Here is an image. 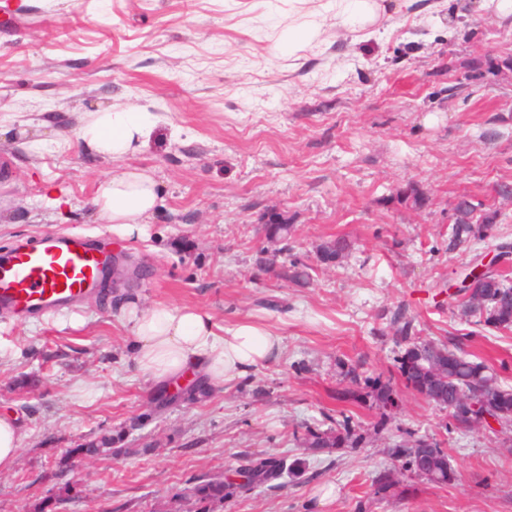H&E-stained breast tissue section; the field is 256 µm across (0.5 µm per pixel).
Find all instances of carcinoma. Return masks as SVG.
Instances as JSON below:
<instances>
[{
	"instance_id": "1",
	"label": "carcinoma",
	"mask_w": 512,
	"mask_h": 512,
	"mask_svg": "<svg viewBox=\"0 0 512 512\" xmlns=\"http://www.w3.org/2000/svg\"><path fill=\"white\" fill-rule=\"evenodd\" d=\"M395 198L404 204L415 207L422 205L423 198L416 186L407 183L396 189ZM454 210L456 218L451 226V244L458 246L473 238L484 239L498 223V212L484 209L475 214L476 205L465 196L457 199ZM293 225L284 221L266 225V234L271 241L285 244L292 234ZM350 249V243L338 237L322 245L318 258L327 262L340 260ZM467 273L459 277L456 293L448 296V308L460 313L461 318L475 325H483L498 330H512V280L507 270L491 271L484 279L465 285ZM394 334L404 340L410 339L412 321L401 311L391 320ZM398 371L405 386L414 390L426 400L451 412L455 426L468 430L478 416H468L456 412L460 397L469 395L487 407V411L500 419H512V387L499 383L495 374L479 362L449 347L430 340L412 342L398 358ZM337 429H310L306 442L311 448L340 449L347 444L358 443L349 420L336 423ZM396 455L405 460V465L416 475L437 484H446L454 479V471L448 456L438 443L427 437H418L396 445ZM300 470L299 463L286 465L283 460L269 457H253L247 460L244 472L252 486H261L279 479L285 472ZM241 486L222 475H204L185 490L197 504V512H213L212 506L236 495Z\"/></svg>"
}]
</instances>
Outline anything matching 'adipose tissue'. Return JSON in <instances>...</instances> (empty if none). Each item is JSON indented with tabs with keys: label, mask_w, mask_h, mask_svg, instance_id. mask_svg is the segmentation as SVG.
<instances>
[{
	"label": "adipose tissue",
	"mask_w": 512,
	"mask_h": 512,
	"mask_svg": "<svg viewBox=\"0 0 512 512\" xmlns=\"http://www.w3.org/2000/svg\"><path fill=\"white\" fill-rule=\"evenodd\" d=\"M153 127L150 113L138 108H105L79 127L78 136L97 155L121 157L145 146ZM93 204L101 219L130 235L155 209L157 192L147 175L131 172L101 183ZM121 317L134 332L133 367L159 383L200 370L213 384H226L277 360L282 351L281 338L272 330L249 320L221 327L198 307L144 308L131 301Z\"/></svg>",
	"instance_id": "1"
}]
</instances>
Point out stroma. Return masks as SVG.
<instances>
[{
  "instance_id": "1",
  "label": "stroma",
  "mask_w": 512,
  "mask_h": 512,
  "mask_svg": "<svg viewBox=\"0 0 512 512\" xmlns=\"http://www.w3.org/2000/svg\"><path fill=\"white\" fill-rule=\"evenodd\" d=\"M0 20V253L46 233L84 232L139 265L112 288L45 318H0V415L25 438L0 472V512H195L189 480L235 476L248 457L301 461L278 488L241 490L214 512H512V422L461 431L407 389L390 325L454 339L512 386V331L465 324L446 304L474 256L512 245V25L483 0H397L366 30L329 0H15ZM151 113L147 146L110 159L77 130L106 107ZM156 183L143 231L100 219V184L130 171ZM413 183L422 207L398 203ZM497 210L484 240L449 248L459 196ZM294 231L279 253L268 211ZM352 250L319 263L320 246ZM311 265L295 283L280 268ZM199 306L217 324L270 327L282 352L197 400L137 373L119 307ZM397 406L381 414L368 382ZM350 398H342L343 390ZM350 419L357 447L315 451L308 429ZM440 442L441 485L392 454ZM108 439L96 461L78 449ZM77 484L57 507L45 470ZM397 470L399 485L375 479Z\"/></svg>"
}]
</instances>
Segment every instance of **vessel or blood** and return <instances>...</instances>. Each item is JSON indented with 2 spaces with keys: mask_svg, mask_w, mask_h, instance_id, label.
<instances>
[{
  "mask_svg": "<svg viewBox=\"0 0 512 512\" xmlns=\"http://www.w3.org/2000/svg\"><path fill=\"white\" fill-rule=\"evenodd\" d=\"M112 253L78 232L50 233L0 255V313L39 316L100 294Z\"/></svg>",
  "mask_w": 512,
  "mask_h": 512,
  "instance_id": "vessel-or-blood-1",
  "label": "vessel or blood"
}]
</instances>
